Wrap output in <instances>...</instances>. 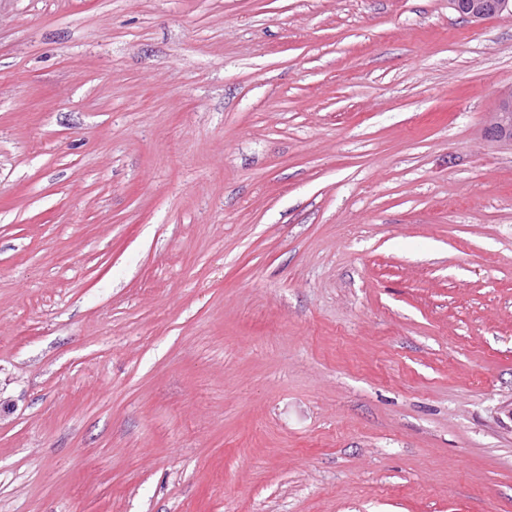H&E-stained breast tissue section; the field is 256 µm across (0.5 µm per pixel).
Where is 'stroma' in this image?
I'll list each match as a JSON object with an SVG mask.
<instances>
[{
	"instance_id": "1",
	"label": "stroma",
	"mask_w": 512,
	"mask_h": 512,
	"mask_svg": "<svg viewBox=\"0 0 512 512\" xmlns=\"http://www.w3.org/2000/svg\"><path fill=\"white\" fill-rule=\"evenodd\" d=\"M512 16L0 0V512H512ZM487 130L491 139L512 150V84L500 91Z\"/></svg>"
}]
</instances>
